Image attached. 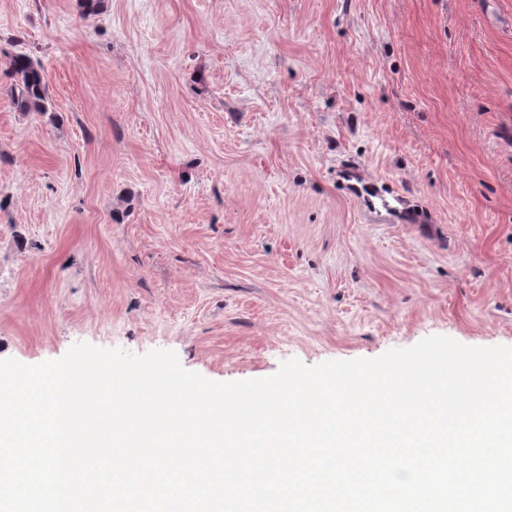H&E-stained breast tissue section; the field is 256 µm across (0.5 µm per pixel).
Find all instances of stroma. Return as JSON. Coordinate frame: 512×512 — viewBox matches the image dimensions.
<instances>
[{
  "label": "stroma",
  "instance_id": "stroma-1",
  "mask_svg": "<svg viewBox=\"0 0 512 512\" xmlns=\"http://www.w3.org/2000/svg\"><path fill=\"white\" fill-rule=\"evenodd\" d=\"M435 334L512 346V0H0V359ZM8 70L14 80L10 96L19 112H48L47 83L43 65L23 53L8 57Z\"/></svg>",
  "mask_w": 512,
  "mask_h": 512
}]
</instances>
